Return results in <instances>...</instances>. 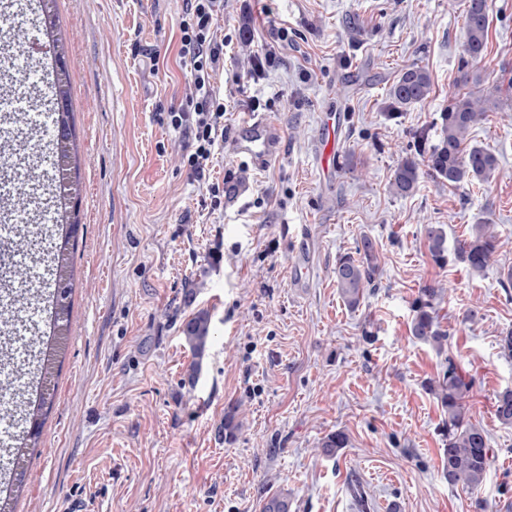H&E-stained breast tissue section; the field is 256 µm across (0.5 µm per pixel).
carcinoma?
Returning a JSON list of instances; mask_svg holds the SVG:
<instances>
[{
  "mask_svg": "<svg viewBox=\"0 0 512 512\" xmlns=\"http://www.w3.org/2000/svg\"><path fill=\"white\" fill-rule=\"evenodd\" d=\"M467 29L464 65L474 66L482 59L488 43V0H466L463 10ZM512 91V77L507 82H499L491 90L470 89L453 94L446 111L440 113V133L437 140L427 144V138L417 136V150L407 154L396 165L389 181L390 190L400 196L415 192L421 175L429 171L448 187L456 188L474 181L489 180L497 170L495 155L483 147L468 142L471 128L482 122L486 113L497 109L498 93ZM433 92L431 76L423 67L411 66L402 69L389 88L392 103L398 107H409L428 100ZM62 152L70 161L64 174L58 177L63 187L64 208H69L73 193L79 191L77 162L74 146L62 147ZM79 224L74 222L71 212H66V222L58 225L62 245L54 255V275L59 282L71 279L72 252L67 247L69 240L76 236ZM427 249L432 259L441 263L448 255L447 234L440 224H426L423 228ZM497 235L494 225L479 223L471 226L469 238L454 247L458 261L465 264L473 273H482L490 265L496 252ZM379 270L377 243L369 236H363L355 254L342 255L336 261V288L347 307L355 310L361 304L365 289L373 285ZM439 296L436 288H424L417 301L411 320V335L437 350L444 348L448 334L442 329L434 308ZM69 306L65 296L57 292L53 297V330L63 336L69 327ZM211 322L209 315L199 311L182 323V334L192 349L197 362L189 373V382L195 383L210 338ZM10 317L0 313V363L8 359V334ZM58 351L52 342H46L44 355L38 362L40 379L54 368ZM470 383L458 372L456 363L448 360V369L438 381L436 394L447 417L443 423L446 448L444 457L448 460L445 475L451 484H460L468 490L478 489L486 476L490 464V448L484 428L472 421L468 402ZM51 402L45 396L30 404L22 420L27 424L23 431L21 445L12 449L16 468L10 485V492L19 493L25 487L26 471L23 458L27 449L37 447L41 437L42 411ZM237 407L230 405L224 410V440L236 437L239 423L236 421ZM495 416L499 422L512 426V389H504L495 399ZM348 439L341 431L328 434L320 443L321 453L334 457L347 447ZM292 502L286 494L274 493L266 497L262 512H291Z\"/></svg>",
  "mask_w": 512,
  "mask_h": 512,
  "instance_id": "obj_1",
  "label": "carcinoma"
}]
</instances>
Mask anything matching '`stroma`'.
<instances>
[{"instance_id": "stroma-1", "label": "stroma", "mask_w": 512, "mask_h": 512, "mask_svg": "<svg viewBox=\"0 0 512 512\" xmlns=\"http://www.w3.org/2000/svg\"><path fill=\"white\" fill-rule=\"evenodd\" d=\"M39 0H14L0 30L44 36ZM216 39H229L211 84L224 135L197 177L181 55L187 0H56L68 48L84 227L73 254L71 331L53 370L40 446L27 458L16 512H261L276 491L293 512H512V426L494 415L512 387L498 339L512 330V94L473 128L496 154L482 184L424 177L409 196L388 188L414 134L436 139L460 88L467 39L462 0H223ZM483 88L512 76V0H489ZM0 75L39 125L14 124L7 181L27 199L18 224H46L44 174L57 160L49 94L26 55ZM426 68L427 102L391 109L406 66ZM259 98L251 110V98ZM278 124L282 151L260 167L230 137L255 118ZM242 181L235 196L213 186ZM499 243L479 275L436 265L421 229L449 244L479 222ZM380 253L376 287L350 310L336 288L339 256L362 236ZM448 332L444 349L414 339L422 289ZM475 319H468L469 310ZM204 310L213 337L195 383L183 321ZM454 358L471 381L470 411L491 461L474 491L444 472V412L430 386ZM238 408L232 441L224 410ZM348 445L323 456L321 439ZM368 501L360 509L353 484Z\"/></svg>"}]
</instances>
